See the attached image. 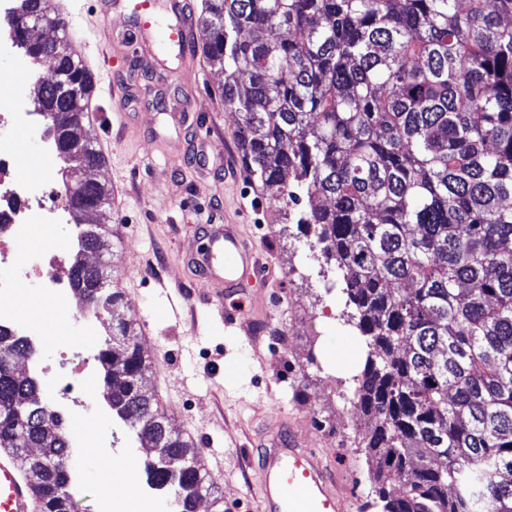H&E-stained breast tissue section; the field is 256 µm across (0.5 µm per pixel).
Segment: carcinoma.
<instances>
[{
	"mask_svg": "<svg viewBox=\"0 0 512 512\" xmlns=\"http://www.w3.org/2000/svg\"><path fill=\"white\" fill-rule=\"evenodd\" d=\"M50 0H16L0 17L38 62L55 44L26 29ZM202 52L224 73V107L249 175L285 206L305 197L297 224L335 261L350 318L365 338L353 400L374 421L363 433L380 512H512V0H203ZM39 85L35 108L67 113L73 130L92 90ZM56 153L64 126L46 119ZM64 186L77 252L71 287L111 321L99 351L104 398L157 448L153 483L178 512L224 498L190 439L142 392L150 364L122 292L86 264L108 249L104 185L72 178L101 165L97 149L65 154ZM26 337L0 327V352L20 357ZM23 435L37 454L21 468L45 501L70 512L67 430L36 379L0 362V448Z\"/></svg>",
	"mask_w": 512,
	"mask_h": 512,
	"instance_id": "cac0c4a2",
	"label": "carcinoma"
}]
</instances>
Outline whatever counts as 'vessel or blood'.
Wrapping results in <instances>:
<instances>
[{
    "label": "vessel or blood",
    "mask_w": 512,
    "mask_h": 512,
    "mask_svg": "<svg viewBox=\"0 0 512 512\" xmlns=\"http://www.w3.org/2000/svg\"><path fill=\"white\" fill-rule=\"evenodd\" d=\"M198 278L209 286L208 298L224 312L225 325L262 317V308L245 307L239 296L247 276H263L265 266L238 225L212 227L208 248L194 258ZM254 494L260 512H346L331 466L297 434L274 436L256 473ZM30 481L20 474L14 450L0 449V512H39Z\"/></svg>",
    "instance_id": "obj_1"
}]
</instances>
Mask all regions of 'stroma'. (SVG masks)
I'll use <instances>...</instances> for the list:
<instances>
[{
	"label": "stroma",
	"mask_w": 512,
	"mask_h": 512,
	"mask_svg": "<svg viewBox=\"0 0 512 512\" xmlns=\"http://www.w3.org/2000/svg\"><path fill=\"white\" fill-rule=\"evenodd\" d=\"M55 0L72 12L70 51L82 63L96 62L104 81L95 97L101 119L93 124L96 146L110 149L97 182L123 183L112 210L120 242L108 276L122 285L124 311L152 368L145 385L154 400L171 403L174 431L192 438L195 452L218 483L224 512H259L247 489L255 481L257 452L251 442L259 424L289 422L324 451L340 476L349 512H376L368 492L373 467L357 447L372 426L352 403V377L364 365L365 344L349 319L334 265L310 252L309 237L290 224L275 190H262L247 172L225 178L224 155L238 147L236 113L225 110L224 76L198 47L179 49L164 37L176 24L174 0H155L154 32L142 38L132 0ZM123 15L113 23L114 12ZM43 65L22 52L0 57V75L18 92L34 97ZM15 172L61 186L58 167L48 166L51 145L43 125L7 130ZM240 224L259 246L271 278L250 285L249 296L267 317L251 330L228 328L207 303L189 254L205 250L202 228L224 220ZM73 225L45 226L44 235L15 246L13 263L0 266V281L13 279L46 245L71 239ZM17 306L41 327L28 370L51 406L63 405L57 372L73 350L97 358L110 333L108 323L67 319L53 297L20 291ZM91 399L72 404L71 427L80 438L95 434L102 449L82 454L72 489L75 512H97L99 500L115 496L106 461L127 459L130 489L166 512L174 493L152 486L147 466L156 458L141 443L137 427L114 417L98 380Z\"/></svg>",
	"instance_id": "stroma-1"
}]
</instances>
